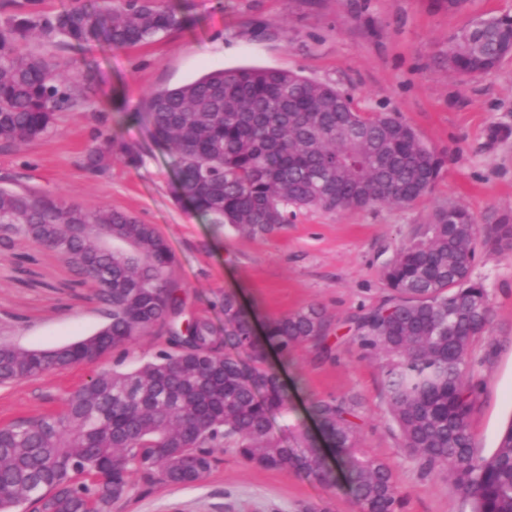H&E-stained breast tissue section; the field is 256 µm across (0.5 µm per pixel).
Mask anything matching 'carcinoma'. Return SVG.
Masks as SVG:
<instances>
[{"label": "carcinoma", "mask_w": 512, "mask_h": 512, "mask_svg": "<svg viewBox=\"0 0 512 512\" xmlns=\"http://www.w3.org/2000/svg\"><path fill=\"white\" fill-rule=\"evenodd\" d=\"M192 21L157 0H88L52 14L35 10L0 23V145L19 150L56 129L76 107L80 86L66 80L56 50L82 51L150 42ZM512 55V15L473 21L448 43V73L462 81L497 69ZM155 142L174 153V196L206 223L263 236L307 209L350 212L412 206L439 179L444 161L393 114L356 111L349 96L295 71L213 69L148 93L144 111ZM118 156L138 158L99 132L84 159L96 175ZM47 245L92 283L109 316L93 335L48 350L0 343V384L50 369L101 360L156 328L171 350L133 370L98 371L56 414L0 426V512L25 501L34 512H99L104 499L146 485L192 486L216 454L234 449L264 469L293 470L327 488L316 441L288 423V386L269 366L275 348L288 363L295 348L330 354L331 321L315 305L272 318L264 341L234 296L219 305L224 322L192 317L185 326L175 255L157 229L134 215L90 209L57 196L0 186V247ZM480 248L512 253V212L478 227L464 205L436 207L415 242L385 266L386 299L350 319L352 341L381 360L387 411L404 451L425 475L448 482L472 512H512V422L488 456L477 453L470 426L476 385L474 345L490 335L486 289L471 277ZM309 416L335 445V460L357 512H400L390 467L361 448L355 405L313 399ZM280 416L285 441L274 426Z\"/></svg>", "instance_id": "cac0c4a2"}]
</instances>
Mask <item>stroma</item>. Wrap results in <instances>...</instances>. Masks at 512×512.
Listing matches in <instances>:
<instances>
[{
    "mask_svg": "<svg viewBox=\"0 0 512 512\" xmlns=\"http://www.w3.org/2000/svg\"><path fill=\"white\" fill-rule=\"evenodd\" d=\"M195 23L133 47L62 50L64 70L84 88L81 107L60 112L53 133L22 149H0V179L58 195L91 209L128 212L156 225L176 257L174 278L185 315L221 320L218 297L232 294L263 332L273 317L316 304L332 322L330 356L297 348L287 365L270 364L292 397L293 419L307 422L318 397L354 402L361 446L390 464L402 512H471L447 477L422 475L401 447L387 414L380 360L364 355L347 334L349 318L386 295L384 266L412 240L432 210L449 201L477 219L512 212V57L494 71L460 83L442 63L448 38L471 20L512 14V0H183ZM292 70L350 95L357 109L396 112L444 160L431 195L411 207L298 214L276 233L243 237L206 224L173 196V158L159 147L142 111L146 93L176 86L215 68ZM129 145L137 166L113 161L98 178L83 167L97 131ZM31 255L22 263L21 255ZM472 277L487 290L491 345L470 356L478 387L471 431L481 455L498 446L512 420V255L485 249ZM72 274L54 251L22 243L0 251V340L24 349L75 342L99 329L91 285L71 287ZM155 329L101 362L50 370L19 384L0 385V424L58 411L101 367L132 369L168 349ZM357 512L344 480L327 488L290 470H268L235 451L217 454L208 476L191 487H134L112 512Z\"/></svg>",
    "mask_w": 512,
    "mask_h": 512,
    "instance_id": "35a3bbf8",
    "label": "stroma"
}]
</instances>
